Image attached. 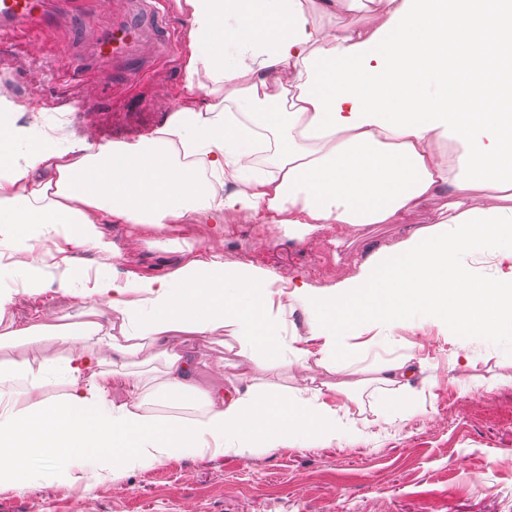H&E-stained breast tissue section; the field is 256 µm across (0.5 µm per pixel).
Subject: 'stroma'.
<instances>
[{
  "label": "stroma",
  "instance_id": "1",
  "mask_svg": "<svg viewBox=\"0 0 512 512\" xmlns=\"http://www.w3.org/2000/svg\"><path fill=\"white\" fill-rule=\"evenodd\" d=\"M160 10L174 52L156 54L144 40L134 61L111 70L82 65L95 41L91 31L62 27L0 37V76L10 83L12 103L72 120L90 113L96 139L75 144L84 154L97 152L103 143L150 136L184 92L189 23L176 0H166ZM444 202L441 196L430 199L401 224L359 229L326 224L309 233L244 220L105 224L101 230L119 254L116 262L106 263L87 248H70L68 255L90 279L104 268L120 283L164 277L194 253L228 267L270 272L279 289L304 282L323 291L358 276L369 258L403 240L409 229L426 225ZM60 276L48 270L40 291L14 293L10 312L16 322L46 317L68 326L100 307L98 296L86 289L60 287ZM414 344L420 345L422 359L411 382L415 402L395 409L385 391L358 384L357 436L169 458L102 480L44 482L22 494L0 489V512H78L84 501L90 502V512H512V345L472 336L461 347L436 326L420 323L386 330L358 365L371 368ZM178 346L198 359L197 377L212 388L273 384L295 392L317 382L327 384L322 399L333 405L339 389L357 383L350 371L304 368L288 355L276 362L225 354L216 334H183ZM461 348L465 357L449 366ZM73 350L72 339L61 335L19 341L0 345V362L60 361Z\"/></svg>",
  "mask_w": 512,
  "mask_h": 512
}]
</instances>
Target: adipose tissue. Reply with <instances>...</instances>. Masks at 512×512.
<instances>
[{
    "label": "adipose tissue",
    "mask_w": 512,
    "mask_h": 512,
    "mask_svg": "<svg viewBox=\"0 0 512 512\" xmlns=\"http://www.w3.org/2000/svg\"><path fill=\"white\" fill-rule=\"evenodd\" d=\"M345 0H176L189 20L185 92L149 137L94 155L64 149L54 129L19 126L0 88V322L14 286L41 288L48 238L102 253L104 224H393L440 191L451 200L425 226L327 291L297 284L274 299L271 273L190 257L171 276L91 282L114 316L93 309L68 328L10 330L36 342L83 341L61 366L0 363V487L75 483L85 469L116 475L134 465L293 439H335L341 406L277 388L205 390L177 335L224 332V347L279 359L285 310L307 317L316 350L298 361L344 370L364 335L426 320L455 338L512 335V273L489 282L464 255L489 250L512 262V0H369L345 27L329 23ZM243 48L229 60L227 51ZM270 152L271 170L257 167ZM18 251L33 254L13 263ZM112 353L98 368L97 349ZM156 350L161 397L201 401V415L144 407L147 378L134 357ZM414 353L374 369L392 397L407 391ZM62 387L47 397L49 380ZM126 389L105 404V385Z\"/></svg>",
    "instance_id": "adipose-tissue-1"
}]
</instances>
